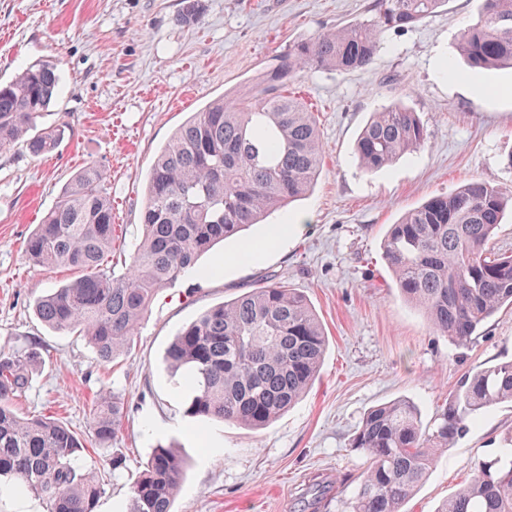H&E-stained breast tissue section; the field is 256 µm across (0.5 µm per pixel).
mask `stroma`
Here are the masks:
<instances>
[{"label": "stroma", "instance_id": "35a3bbf8", "mask_svg": "<svg viewBox=\"0 0 512 512\" xmlns=\"http://www.w3.org/2000/svg\"><path fill=\"white\" fill-rule=\"evenodd\" d=\"M373 3L205 0L201 20L188 26L179 20L185 0H0V81L55 63L61 93L37 127L67 128L46 155L19 144L0 150V351L42 354L16 403L22 414L85 432L100 396L121 398L116 439L88 452L96 468L115 455L124 461L108 475L97 512H126L131 483L160 444L185 462L174 512H301L300 490L317 478L341 487L321 512H351L349 486L366 467L351 440L371 407L408 399L430 426L465 375L512 360L511 309L468 345H452L401 300L381 248L388 225L468 180L512 193V70L470 71L456 51L481 0H447L415 26L382 33L366 68H316L289 83L314 112L325 148L316 183L204 256L201 267L222 263L220 275H188L160 290L116 360L100 361L84 338L49 328L34 312L41 295L77 273L30 260L25 241L85 164L107 173L116 224L108 264L119 275L142 236L150 169L189 114L251 84L289 43L373 19ZM394 105L417 112L426 142L364 173L356 137L373 113ZM279 224L290 225L288 236L258 260L239 259L246 240L266 239ZM272 276L305 294L329 338L318 379L260 431L187 417L167 371L168 343L203 311ZM511 432L512 403L491 408L439 457L406 512H436Z\"/></svg>", "mask_w": 512, "mask_h": 512}]
</instances>
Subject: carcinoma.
I'll return each mask as SVG.
<instances>
[{"label":"carcinoma","mask_w":512,"mask_h":512,"mask_svg":"<svg viewBox=\"0 0 512 512\" xmlns=\"http://www.w3.org/2000/svg\"><path fill=\"white\" fill-rule=\"evenodd\" d=\"M445 2L377 0L374 19L288 45L251 86L193 113L157 154L145 187L143 236L123 275L108 267L114 224L107 176L96 164L83 167L25 243L34 261L79 272L36 301L38 318L82 336L103 361L128 349L160 289L195 271L215 244L312 188L324 147L314 113L288 93V80L314 68H365L383 32L411 27ZM202 10L200 0H187L180 21L192 25ZM458 53L473 70L512 68V0H483L460 33ZM59 88L60 76L47 61L0 84V150L21 143L38 156L57 147L59 128L28 133ZM426 137L412 110L376 112L356 143L359 168H387ZM509 208L512 193L473 179L410 210L384 238L400 296L455 346L469 344L484 322L512 308V255L489 247ZM326 349L307 298L272 279L201 313L173 337L165 360L187 416L259 430L306 393ZM39 359L34 349L0 353V476L45 498L49 512H95L105 481L86 465L87 449L112 444L122 427L120 403L101 397L85 434L49 416L21 415L14 403ZM504 402L512 403V361L469 373L432 426L407 400L371 409L352 439L367 458L352 512H405L440 453ZM183 474L182 457L157 448L133 480L127 512H172ZM333 489L310 484L308 507L318 512ZM437 512H512V433Z\"/></svg>","instance_id":"carcinoma-1"}]
</instances>
